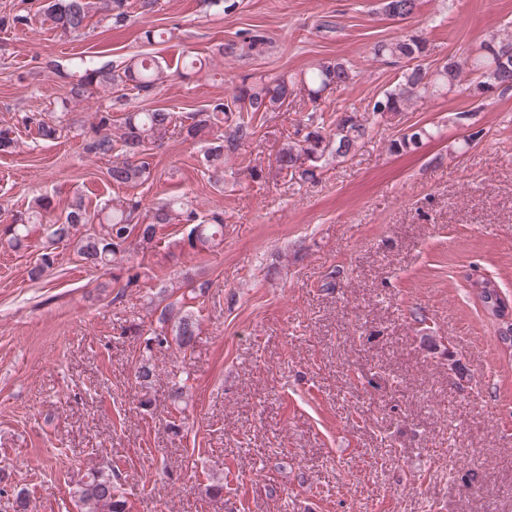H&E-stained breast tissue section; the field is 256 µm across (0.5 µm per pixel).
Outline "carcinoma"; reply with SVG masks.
I'll return each mask as SVG.
<instances>
[{
	"label": "carcinoma",
	"instance_id": "carcinoma-1",
	"mask_svg": "<svg viewBox=\"0 0 512 512\" xmlns=\"http://www.w3.org/2000/svg\"><path fill=\"white\" fill-rule=\"evenodd\" d=\"M159 0H45L41 23L64 35L79 33L88 25L93 12H103L105 19L115 27L124 26L130 17L131 6L139 14L156 12ZM400 10L405 16L414 14L416 0H384L386 13ZM27 12L0 11V32H12L29 25ZM426 40L419 35H406L394 41H380L373 47L376 57L402 58L426 53ZM355 77L351 66L341 61H321L316 65L290 74L273 77L252 74L239 77L231 97L216 99L205 108L187 112L181 121L174 122V113L164 108L145 109L134 105L125 93L110 101L106 109L96 112L94 121L79 126L84 153L99 158L110 157L121 145L122 159L112 162L107 175L112 184L122 188H136L153 177L154 167L148 154L149 147L160 146L174 130L185 139L206 141L201 164L214 183L224 182V153L234 152L253 138L254 115L270 112L282 106L294 91L301 87L312 104L328 90L345 88ZM168 78L161 62L154 56H132L119 65L110 62L86 64L79 74L72 76L61 98L60 108L112 92L114 88L134 92L137 98L151 95ZM512 86V32L494 34L483 40L479 50L470 56L450 59L439 71L423 69L403 72L381 95L384 107L373 104L365 114L355 112L336 120L335 128L327 131L322 117L311 111L307 117V132L303 139L282 148L276 157L280 169L301 170V178L313 181L320 175L325 155L344 158L355 150L378 119L405 111L411 105L434 95L445 96L455 88L465 90L483 86ZM122 110L121 133H112V108ZM17 122L37 128L45 140H56L71 125L63 119L50 120L40 112H25ZM225 127L220 134L213 133L218 126ZM13 124L0 125V152L10 153L17 147ZM431 137L425 128L404 134L391 143L395 152L417 147L424 138ZM55 210L53 199L41 194L28 202L25 208L0 217V250L20 252L30 248L31 228L44 223L46 215ZM170 224L186 226V235L179 242L181 249L199 256L211 253L224 242V212L202 214L193 201L174 196L152 207H143L137 196L115 195L107 200L97 213H91L82 196L72 201L46 227V241L35 265L28 271L32 280L41 279L53 269L57 245H72L77 256L91 267L112 271L113 287L130 288L140 279L134 266L124 264L131 238L138 240L141 249H156L162 242L160 232ZM193 293L181 296L176 302L160 309L158 320L171 326L183 348L191 345L198 329L191 311ZM81 512H127V500L121 485L112 472L92 470L74 492Z\"/></svg>",
	"mask_w": 512,
	"mask_h": 512
}]
</instances>
